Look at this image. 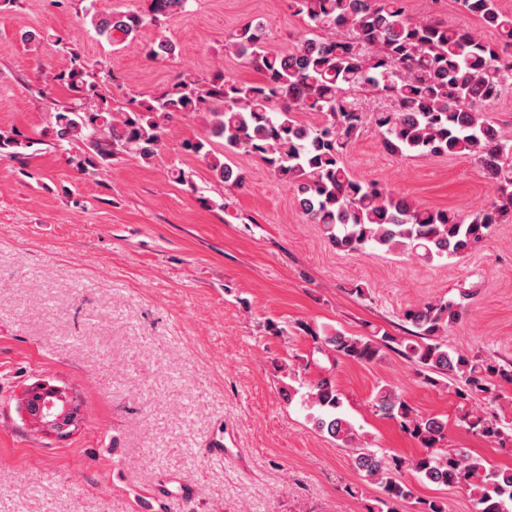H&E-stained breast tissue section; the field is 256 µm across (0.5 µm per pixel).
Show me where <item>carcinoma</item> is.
<instances>
[{"mask_svg": "<svg viewBox=\"0 0 512 512\" xmlns=\"http://www.w3.org/2000/svg\"><path fill=\"white\" fill-rule=\"evenodd\" d=\"M187 2L145 0L143 13L114 11L97 18L95 29L108 43L120 45L134 38L144 22L159 25L184 11ZM460 5L494 30L498 41L435 19L414 20L408 0H290L307 27L292 50L270 48L261 23L248 22L230 37L231 48L262 75L261 81L228 79L219 70L186 76L148 100L131 93L117 107L102 92L111 72L72 51L55 80L67 85L78 103L54 113L53 137L61 146L80 142L87 148L77 160V168L87 173L111 164L122 152L151 161L165 149L170 122L205 114V133L184 140L183 149L207 160L229 188L241 186L244 177L212 153L211 139L223 140L227 152L258 158L288 183L307 220L319 225L336 249H383L425 262L460 256L494 225L512 223V139L482 111L512 86V13L497 0H460ZM174 53L175 45L164 38L148 51L154 59ZM367 94H383L393 106L369 114L359 102ZM298 112H310L317 121L301 122L295 118ZM368 122L390 154L477 159L496 185L498 200L465 217L418 205L353 177L344 156ZM30 144L13 129L1 130L0 159H18ZM468 296L464 290L457 300L408 308L403 317L413 327V339L407 342L340 331L312 337L321 341L317 350L327 357L365 364L397 344L422 383L435 387L448 381L461 426L501 448L512 447V422L490 408L500 384H512V365L470 357L443 340L463 315ZM479 396L489 407H473L471 401ZM303 403L313 410L314 428L353 450L356 470L381 485L382 497L368 512H401L412 503L413 486L396 476L404 468L429 482L470 491L473 512H512V469L439 447L448 421L418 414L390 386L378 388L374 412L399 422L427 448L407 462L357 446L356 430L341 413L342 393L330 377L314 380Z\"/></svg>", "mask_w": 512, "mask_h": 512, "instance_id": "cac0c4a2", "label": "carcinoma"}]
</instances>
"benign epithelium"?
I'll return each instance as SVG.
<instances>
[{"label": "benign epithelium", "instance_id": "1", "mask_svg": "<svg viewBox=\"0 0 512 512\" xmlns=\"http://www.w3.org/2000/svg\"><path fill=\"white\" fill-rule=\"evenodd\" d=\"M20 408L24 419L36 426L46 437L58 436L72 425L84 420L80 407L62 387L36 382L22 394Z\"/></svg>", "mask_w": 512, "mask_h": 512}]
</instances>
